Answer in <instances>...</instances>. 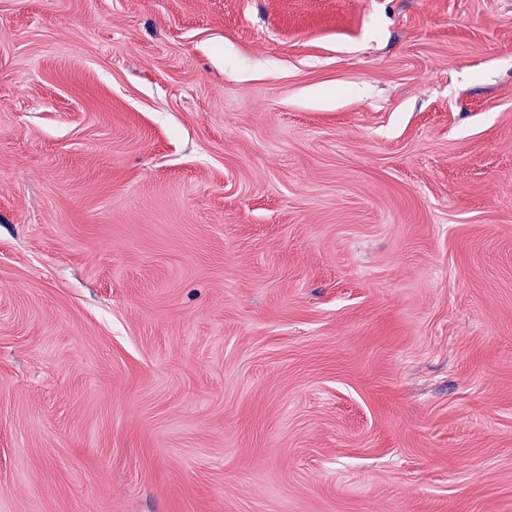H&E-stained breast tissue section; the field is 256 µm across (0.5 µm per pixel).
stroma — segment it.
<instances>
[{"label":"stroma","mask_w":512,"mask_h":512,"mask_svg":"<svg viewBox=\"0 0 512 512\" xmlns=\"http://www.w3.org/2000/svg\"><path fill=\"white\" fill-rule=\"evenodd\" d=\"M0 512H512V0H0Z\"/></svg>","instance_id":"1"}]
</instances>
